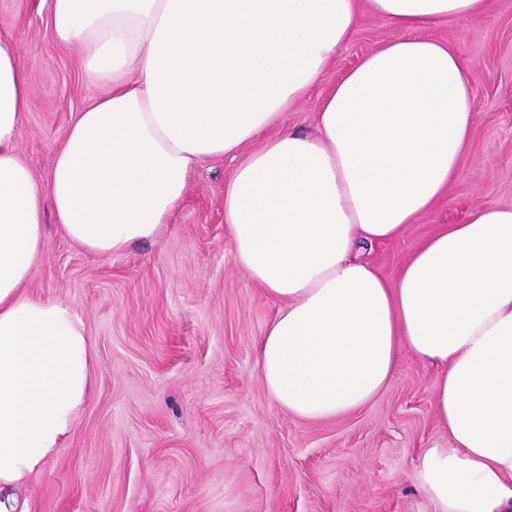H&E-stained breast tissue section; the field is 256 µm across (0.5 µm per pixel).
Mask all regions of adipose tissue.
<instances>
[{"label":"adipose tissue","mask_w":512,"mask_h":512,"mask_svg":"<svg viewBox=\"0 0 512 512\" xmlns=\"http://www.w3.org/2000/svg\"><path fill=\"white\" fill-rule=\"evenodd\" d=\"M486 0H52L51 30L78 46L103 94L78 112L47 182L22 159L30 106L15 40L0 37V512L69 441L95 351L67 303L27 292L46 214L108 257L169 224L201 161L261 146L224 187L234 258L279 307L255 350L279 408L347 415L404 354L434 363L449 447L417 480L437 512H512V206L442 224L394 280L364 249L398 239L461 175L474 127L469 67L418 30ZM397 30L324 99L314 134L284 112L320 81L362 14ZM274 136H267L270 127Z\"/></svg>","instance_id":"1"}]
</instances>
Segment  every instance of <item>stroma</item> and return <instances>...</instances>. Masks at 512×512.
<instances>
[{
    "label": "stroma",
    "instance_id": "1",
    "mask_svg": "<svg viewBox=\"0 0 512 512\" xmlns=\"http://www.w3.org/2000/svg\"><path fill=\"white\" fill-rule=\"evenodd\" d=\"M51 0H0V35L28 68L19 147L40 181L77 112L103 92L77 49L52 37ZM363 15L327 75L284 114L314 133L335 84L394 38ZM471 65L475 129L460 178L433 209L368 260L387 279L438 225L512 205V0L421 30ZM231 158L202 161L157 238L103 258L49 228L28 289L70 304L95 349L94 386L74 434L31 484L32 512H435L417 469L448 445L433 406L436 368L404 355L358 411L297 419L262 384L255 344L278 301L237 267L224 227Z\"/></svg>",
    "mask_w": 512,
    "mask_h": 512
}]
</instances>
